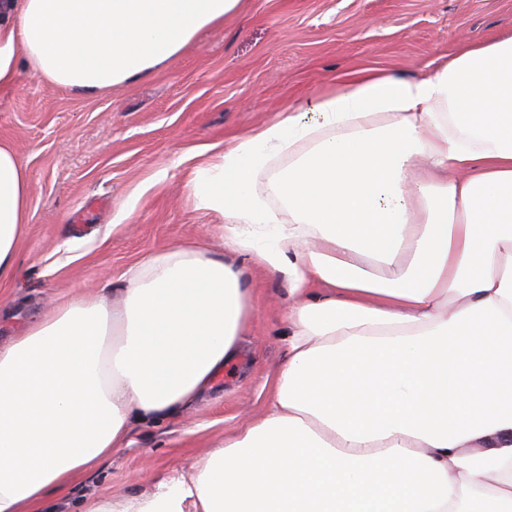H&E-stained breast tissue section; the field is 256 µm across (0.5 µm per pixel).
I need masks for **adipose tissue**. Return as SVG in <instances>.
<instances>
[{
	"mask_svg": "<svg viewBox=\"0 0 512 512\" xmlns=\"http://www.w3.org/2000/svg\"><path fill=\"white\" fill-rule=\"evenodd\" d=\"M239 2L0 0V93L25 56L101 94ZM312 110L206 147L185 184L224 246L288 285L264 415L151 496L82 512H512V35L412 79L344 74ZM31 194L0 142V286ZM248 307L240 268L178 245L127 269L119 305L64 300L0 344V512H50L134 424L208 391Z\"/></svg>",
	"mask_w": 512,
	"mask_h": 512,
	"instance_id": "obj_1",
	"label": "adipose tissue"
}]
</instances>
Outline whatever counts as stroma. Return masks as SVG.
Masks as SVG:
<instances>
[{
  "mask_svg": "<svg viewBox=\"0 0 512 512\" xmlns=\"http://www.w3.org/2000/svg\"><path fill=\"white\" fill-rule=\"evenodd\" d=\"M509 33L512 0H241L149 76L95 97L21 60L16 88L0 96V140L28 168L32 218L16 277L0 291V343L55 301L107 282L119 298L132 261L208 238L217 219L196 210L184 187L196 150L233 145L349 69L411 79L438 57ZM223 256L245 268L250 294L239 358L180 413L134 426L94 478L53 497V512H75L86 496L116 505L150 496L226 431L263 415L287 358V285L236 253Z\"/></svg>",
  "mask_w": 512,
  "mask_h": 512,
  "instance_id": "1",
  "label": "stroma"
}]
</instances>
